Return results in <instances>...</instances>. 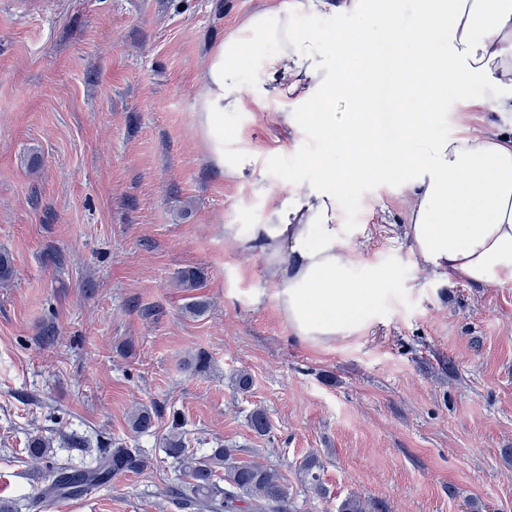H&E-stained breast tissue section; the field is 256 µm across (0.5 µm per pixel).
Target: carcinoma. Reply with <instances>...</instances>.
<instances>
[{
	"instance_id": "1",
	"label": "carcinoma",
	"mask_w": 512,
	"mask_h": 512,
	"mask_svg": "<svg viewBox=\"0 0 512 512\" xmlns=\"http://www.w3.org/2000/svg\"><path fill=\"white\" fill-rule=\"evenodd\" d=\"M204 274L199 269L177 273L176 286L193 291L202 286ZM157 411L142 407L130 417L131 429L149 433L155 427ZM251 430L258 436L270 433L266 413L253 410L248 418ZM165 455L172 463L187 472L188 481L171 490L178 504L194 512H293L294 505L288 483L277 470L264 463L238 456L239 449L212 448L197 455L187 448L178 416H173L171 428L164 438ZM95 465L84 469H71L56 464L47 466L46 485L36 496L33 506L44 509L56 497H78L88 494L94 487L119 476L146 468L148 457L131 448H98ZM324 461L316 452L308 453L300 463L299 474L307 491L318 498L325 497L321 473ZM374 506L366 499L352 495L343 499L337 512H372Z\"/></svg>"
}]
</instances>
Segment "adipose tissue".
<instances>
[{
	"mask_svg": "<svg viewBox=\"0 0 512 512\" xmlns=\"http://www.w3.org/2000/svg\"><path fill=\"white\" fill-rule=\"evenodd\" d=\"M413 9L409 19L400 0H269L211 47L197 86L196 128L222 176L261 182L251 152L226 153L224 117L272 100L312 106L309 125L285 110L281 119L294 135L312 130L348 158L340 171L309 158L318 177L289 173L286 190L270 193L260 223L224 227L238 252L262 256L289 329L315 346L351 335L385 277L370 266L361 279L352 276L357 255L342 213L357 176L400 185L404 236L419 267L473 288L512 282V133L494 120L512 112V0H414ZM309 14L350 15L359 25L350 33H311L299 24ZM377 38L417 51L397 84L415 109L383 115L397 130L380 138L368 134L375 60L367 47ZM265 44L275 52L259 78L243 82L239 59ZM445 91L459 105L455 115L439 105ZM340 98L352 106L341 116ZM476 112L486 115L479 128ZM450 118L455 130L440 132Z\"/></svg>",
	"mask_w": 512,
	"mask_h": 512,
	"instance_id": "obj_1",
	"label": "adipose tissue"
}]
</instances>
